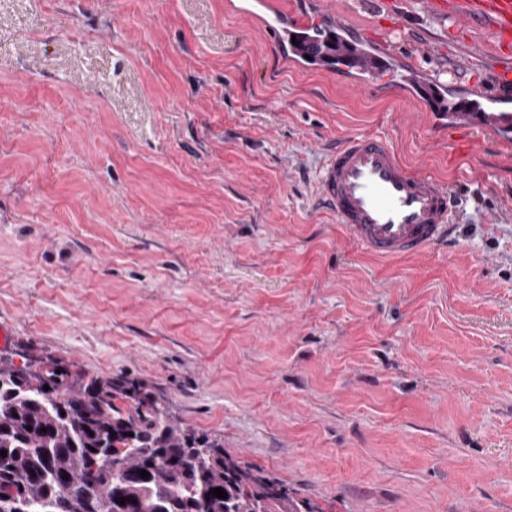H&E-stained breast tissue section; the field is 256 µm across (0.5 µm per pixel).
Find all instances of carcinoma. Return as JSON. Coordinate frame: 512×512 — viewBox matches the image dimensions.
Listing matches in <instances>:
<instances>
[{"instance_id":"cac0c4a2","label":"carcinoma","mask_w":512,"mask_h":512,"mask_svg":"<svg viewBox=\"0 0 512 512\" xmlns=\"http://www.w3.org/2000/svg\"><path fill=\"white\" fill-rule=\"evenodd\" d=\"M321 51L328 64L350 62L334 32ZM63 377L0 368V512H322L124 381L63 395Z\"/></svg>"}]
</instances>
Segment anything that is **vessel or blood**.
I'll use <instances>...</instances> for the list:
<instances>
[{
  "label": "vessel or blood",
  "instance_id": "1",
  "mask_svg": "<svg viewBox=\"0 0 512 512\" xmlns=\"http://www.w3.org/2000/svg\"><path fill=\"white\" fill-rule=\"evenodd\" d=\"M437 15L488 29L501 78L512 75V0H427ZM318 194L363 250L398 259L444 244L455 232V197L438 179L411 168L379 136H351L328 151Z\"/></svg>",
  "mask_w": 512,
  "mask_h": 512
}]
</instances>
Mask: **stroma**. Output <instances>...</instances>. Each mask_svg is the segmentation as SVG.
Listing matches in <instances>:
<instances>
[{
  "mask_svg": "<svg viewBox=\"0 0 512 512\" xmlns=\"http://www.w3.org/2000/svg\"><path fill=\"white\" fill-rule=\"evenodd\" d=\"M276 2L0 0V359L123 377L322 512H512V82L425 0ZM313 23L384 69L304 61ZM355 134L454 242L346 236L315 183Z\"/></svg>",
  "mask_w": 512,
  "mask_h": 512,
  "instance_id": "35a3bbf8",
  "label": "stroma"
}]
</instances>
